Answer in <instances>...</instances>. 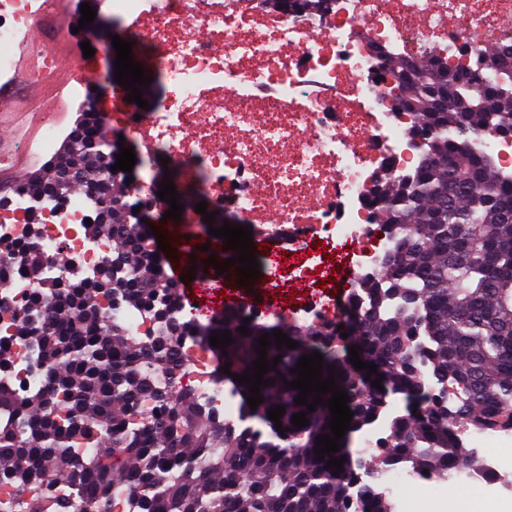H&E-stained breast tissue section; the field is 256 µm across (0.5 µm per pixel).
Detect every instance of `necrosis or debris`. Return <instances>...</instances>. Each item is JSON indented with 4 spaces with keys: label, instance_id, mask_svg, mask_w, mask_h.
<instances>
[{
    "label": "necrosis or debris",
    "instance_id": "necrosis-or-debris-1",
    "mask_svg": "<svg viewBox=\"0 0 512 512\" xmlns=\"http://www.w3.org/2000/svg\"><path fill=\"white\" fill-rule=\"evenodd\" d=\"M51 0H0V76L11 77L7 52ZM111 16L154 52L160 93L138 114L124 89L107 87L105 119L126 128L144 150L145 165L168 157L184 182L216 211L278 232L288 248L268 261V288L313 283L332 262L325 247H346L356 293L364 275L391 251V229L371 223L366 195L376 173L417 168L422 144L399 105L389 71L370 46L407 61L437 57L474 62L512 42V0H325L322 7L286 10L266 0H112ZM84 193L66 203L34 202L20 186L0 209V253L38 224L46 276H92L112 257L111 244L89 237ZM277 322L341 324L323 292L304 306L284 304ZM206 403L236 411L214 376L209 349L187 341L176 371ZM466 441L478 465L505 478L503 448L512 430L471 429Z\"/></svg>",
    "mask_w": 512,
    "mask_h": 512
}]
</instances>
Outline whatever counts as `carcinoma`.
<instances>
[{
  "mask_svg": "<svg viewBox=\"0 0 512 512\" xmlns=\"http://www.w3.org/2000/svg\"><path fill=\"white\" fill-rule=\"evenodd\" d=\"M480 58L468 85L435 58L404 71L393 57L403 110L414 115L410 130L424 145L414 171L377 178L366 200L377 224L394 231L392 253L379 274L362 279L345 306V323L366 363L377 365L384 390L355 372L328 324L282 327L298 348L273 345L281 356L260 387L264 402L246 403L249 385L235 383L247 426L224 419L191 389L176 390L156 379L169 373L185 340L210 346L215 332L230 331L225 347L233 374L243 375L258 358V338L271 325L224 310V322H181L174 283L146 244L148 232L127 212L125 180L112 177V204L93 206L85 233L112 243V263L94 277L41 282L28 304L10 309L12 336L25 342L29 370L43 382L20 396L0 384V484L27 494L24 512H392L376 474L401 469L440 480L463 464L483 478L460 429L512 428V176L494 168L475 135L482 129L512 131V69L485 79ZM39 176L22 186L35 199L93 189L106 177L97 117L83 116ZM28 239L0 260L3 270L39 279L45 258ZM121 292L120 305L164 319L165 334L142 338L109 325L97 298ZM241 326L248 332L241 334ZM323 354L340 371L335 383L347 392L357 433L384 415L387 398L401 394L405 412L389 418V434L371 458L353 457L348 444L319 459L316 438L331 433L325 401L310 412L295 404L299 391L286 386L301 356ZM285 380H280V377ZM459 399L448 401V387ZM285 408L275 428L267 411ZM310 424L298 428L295 413ZM343 458V471L327 467Z\"/></svg>",
  "mask_w": 512,
  "mask_h": 512,
  "instance_id": "obj_1",
  "label": "carcinoma"
}]
</instances>
